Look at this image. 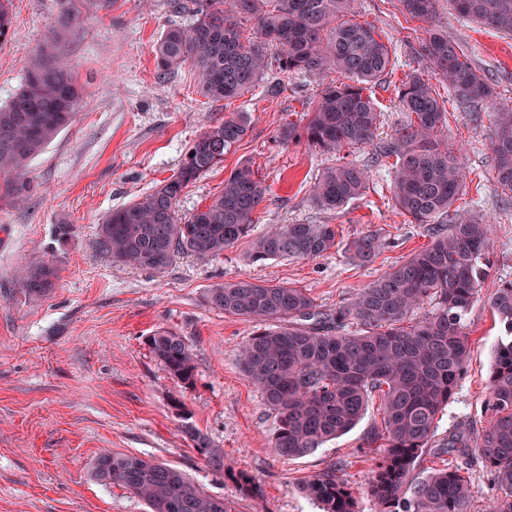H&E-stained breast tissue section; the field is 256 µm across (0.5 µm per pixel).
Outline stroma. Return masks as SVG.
<instances>
[{
  "label": "stroma",
  "mask_w": 512,
  "mask_h": 512,
  "mask_svg": "<svg viewBox=\"0 0 512 512\" xmlns=\"http://www.w3.org/2000/svg\"><path fill=\"white\" fill-rule=\"evenodd\" d=\"M80 26L60 25L63 0H12L13 32L0 43V105L26 75L29 57L47 42L70 64L83 99L74 122L30 164L35 190L23 205L0 204V512H146L141 500L96 480L92 464L117 452L177 466L234 512H319L297 491L316 472L335 466L359 499V512H378L366 488L371 463L366 437L382 425L380 397L349 433L304 457L277 455V418L239 364V348L254 323L211 308L213 285L238 278L304 289L318 310L333 312L392 266L430 244L423 225L409 223L390 193L388 160L377 153L405 119L397 87L423 70L444 98L442 146L460 162L464 210L491 218L488 276L465 316L470 359L438 421L423 468H440L450 435L477 431L487 409L492 355L502 335L486 295L512 281V193L494 178L491 105H459L446 82L427 69L419 51L424 24L401 13L394 0H357L355 18L374 24L395 51L396 69L372 97L381 122L371 144L349 152L370 180L363 195L335 210L313 202L310 188L340 161L306 142L279 144L288 123L302 124L335 72L271 71L245 95L213 101L200 92L192 64L158 69L154 46L170 28L195 19L194 0H81ZM435 28L447 34L487 78L500 104L512 105V35L459 18L440 0ZM230 112L248 113L249 129L223 165L190 184L176 204L180 216L208 205L231 172L258 169L269 193L256 212L253 236L276 224L335 225L336 245L315 259L250 263L249 240L202 262L177 255L160 274L112 260L97 245V227L112 210L148 193L179 167L189 141ZM376 234L379 255L355 260L349 244ZM53 264V288L29 295L18 271ZM166 329L182 336L194 359V381L183 384L151 354L149 336ZM204 434L224 455L215 474L185 434ZM244 471L261 487L238 494L231 474Z\"/></svg>",
  "instance_id": "1"
}]
</instances>
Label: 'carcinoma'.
<instances>
[{
	"instance_id": "carcinoma-1",
	"label": "carcinoma",
	"mask_w": 512,
	"mask_h": 512,
	"mask_svg": "<svg viewBox=\"0 0 512 512\" xmlns=\"http://www.w3.org/2000/svg\"><path fill=\"white\" fill-rule=\"evenodd\" d=\"M438 0H396L410 18L429 23ZM463 19L512 34V0H448ZM356 0H197L196 19L161 35L155 46L158 68L168 71L187 62L200 73L203 96L220 101L244 95L277 67L282 73L334 71L342 81L324 87L302 125L288 124L281 143L305 140L312 147L341 153L373 140L381 113L367 91L393 73L392 47L375 25L354 20ZM252 21L254 34L243 36ZM12 28L11 0H0V41ZM277 54L269 53L270 46ZM420 56L448 83L461 103L493 100L494 91L448 36L427 31ZM81 98L71 68L51 51L30 62L24 83L0 106V199L10 205L30 199V161L73 122ZM406 120L379 149L392 158V197L412 224H423L428 247L367 286L350 303L324 313L305 290L247 279L217 284L207 301L227 315L260 325L243 343L240 363L278 419L273 447L291 460L307 455L353 428L372 394L382 395L381 429L367 439L377 445L368 494L379 512H471L468 472L448 467L418 474L422 454L437 429L465 372L471 339L464 316L479 296L487 275L483 259L492 225L477 211L460 212L455 202L465 188L455 156L440 148L446 122L443 103L422 74L407 75L399 87ZM491 148L494 176L512 191V108L493 107ZM246 112H231L186 147L176 172L121 208L99 226V247L115 261L164 272L180 253L217 258L250 235L258 206L268 193L249 167L224 179V187L205 207L181 218L176 202L201 176L224 162L248 130ZM368 172L352 162L329 167L312 186L314 201L338 209L363 195ZM336 245L331 224H277L251 242L248 259H314ZM354 257L371 262L380 244L372 233L351 245ZM50 263L27 267L22 282L40 295L53 287ZM430 301L433 310H417ZM504 325L506 338L494 351L489 382V424L476 434H459L440 449L474 455L493 472L500 498L486 512H512V282L487 299ZM358 332L344 331L348 321ZM155 356L185 384L194 380L192 353L175 332L159 330L147 339ZM195 448L215 472H224V456L204 436L187 429ZM94 477L139 498L149 512H232L230 502L207 494L181 469L166 462L123 453L98 456ZM245 498L260 495L255 478L232 475ZM320 512H359L358 498L328 467L298 486Z\"/></svg>"
}]
</instances>
